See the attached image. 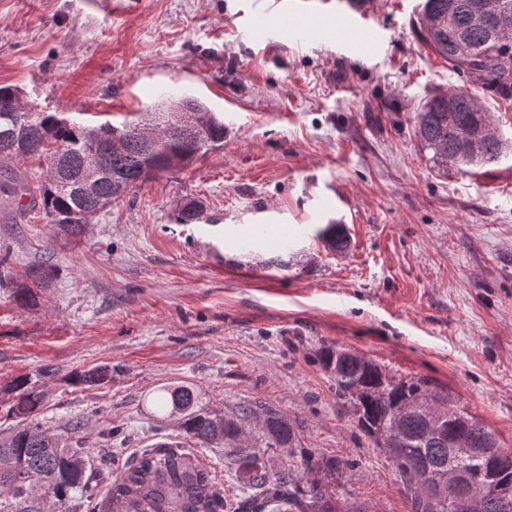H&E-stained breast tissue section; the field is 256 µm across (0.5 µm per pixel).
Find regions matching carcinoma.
<instances>
[{"mask_svg":"<svg viewBox=\"0 0 512 512\" xmlns=\"http://www.w3.org/2000/svg\"><path fill=\"white\" fill-rule=\"evenodd\" d=\"M503 7L504 25L482 26L474 16L484 4ZM423 44L458 74H474L478 89L441 90L420 107L414 125L418 145L430 169L446 175L496 165L512 156V141L500 132L495 113L482 102L488 96L512 100V0H425L419 18ZM175 103L192 106L206 127L204 136L173 127L172 112H139L118 124L79 122L57 112H32L21 104L20 92L0 86V161L54 160L47 177L31 183L32 174L0 169V198L21 216L56 225L77 235L89 223L87 211L99 199L108 201L159 173L188 167L211 147L224 141V121L199 101L184 96ZM469 127L490 131L470 151L461 132ZM156 132L162 148L146 144L142 133ZM28 202H22L23 198ZM201 211L194 201L178 209V224H195ZM337 225L327 224L317 236L342 249L347 246ZM54 276L45 263L27 278L42 286ZM0 288L10 289L22 307L39 304L37 289L17 283L0 259ZM319 365L336 380V395L352 407L359 430L377 447L390 431L400 443L386 451L399 472L412 512H448V467L467 474L475 489L472 506L456 512H512V452L498 445L496 434L448 398L428 389L427 382L399 378L380 365L330 345L318 351ZM111 379L109 370L84 371L74 383L94 386ZM16 400L6 418L25 426L0 437V497L16 504L33 502L40 494L64 506L76 494L86 497L88 512H366L362 503L340 497L352 460L323 457L300 445L297 426L284 414L267 408L255 416L251 406L226 415L202 407L200 393L182 385L158 389L154 416L178 420L185 436L211 447H224L225 457L239 465L246 483L234 502L224 500L211 469L192 448L160 440L142 448L133 462L112 480L100 501L89 496L94 471L70 434L52 433L36 421L43 393L26 377L14 380ZM257 417L260 445L288 451V467L273 472L248 442L244 422ZM472 449L448 456V440Z\"/></svg>","mask_w":512,"mask_h":512,"instance_id":"1","label":"carcinoma"}]
</instances>
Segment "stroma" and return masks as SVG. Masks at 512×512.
<instances>
[{"instance_id":"35a3bbf8","label":"stroma","mask_w":512,"mask_h":512,"mask_svg":"<svg viewBox=\"0 0 512 512\" xmlns=\"http://www.w3.org/2000/svg\"><path fill=\"white\" fill-rule=\"evenodd\" d=\"M321 0L308 34L280 36L269 0H0V86L35 112L121 122L161 93L203 102L224 140L193 165L113 200L81 234L0 206V255L25 280L50 261L38 306L0 290V433L28 375L38 421L79 437L98 496L142 448L183 441L152 398L190 385L209 408L277 409L302 447L350 459L345 490L378 512H410L381 448L357 428L321 343L422 378L512 450V160L440 175L413 118L434 92L472 87L421 39L424 0H371V53L337 41ZM264 15L269 36L250 24ZM203 206L178 224L182 202ZM342 224L332 249L316 228ZM294 233L276 242L269 228ZM110 367L109 383L73 373ZM225 499L244 491L223 448L199 447Z\"/></svg>"}]
</instances>
